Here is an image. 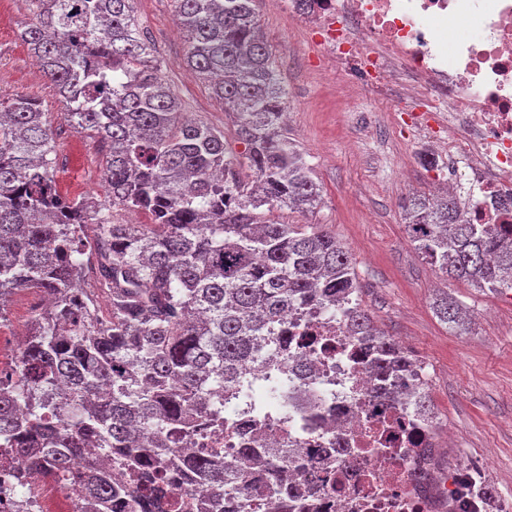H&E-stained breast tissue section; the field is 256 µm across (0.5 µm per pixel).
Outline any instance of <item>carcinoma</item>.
<instances>
[{"label": "carcinoma", "instance_id": "1", "mask_svg": "<svg viewBox=\"0 0 512 512\" xmlns=\"http://www.w3.org/2000/svg\"><path fill=\"white\" fill-rule=\"evenodd\" d=\"M186 45L183 63L233 117L245 144L239 160L224 134L184 119L181 101L141 32L132 0H29L21 33L77 133L106 147V195L72 203L52 176L54 131L42 103H0V315L8 296L34 288L48 306L22 340L20 374L0 379V439L28 467L52 459L81 488V512H163L169 475L188 474L181 512L201 498L209 512L242 497L259 473L242 448L226 474L224 452L190 455L176 445L199 419L224 421L248 374L267 372L270 397L288 368V311L336 310L358 289L353 257L318 226L270 224L265 210L317 208L322 189L305 153L283 131L284 99L271 45L254 0H173ZM246 163L253 179L239 177ZM149 215L119 224L116 213ZM415 249L451 281L512 289V238L472 224L448 193L404 202ZM94 274L109 301L101 323ZM441 321L462 327L460 305L443 293ZM353 336L382 374L410 357L361 307L344 312ZM96 448L121 465L118 476L76 469ZM288 489V449L265 448ZM487 487L465 471L455 512H474Z\"/></svg>", "mask_w": 512, "mask_h": 512}]
</instances>
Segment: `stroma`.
Returning a JSON list of instances; mask_svg holds the SVG:
<instances>
[{
  "instance_id": "obj_1",
  "label": "stroma",
  "mask_w": 512,
  "mask_h": 512,
  "mask_svg": "<svg viewBox=\"0 0 512 512\" xmlns=\"http://www.w3.org/2000/svg\"><path fill=\"white\" fill-rule=\"evenodd\" d=\"M254 8L287 89L285 129L305 153L322 187L309 213L271 209L281 224H321L351 250L363 307L387 336L422 356L431 374L429 406L439 418L438 467L481 473L495 497L487 512L512 506V303L505 293L446 281L418 254L403 219L413 193H431L434 168L419 156L445 158L429 139L396 131L395 93L348 89L318 67L299 24L268 0ZM135 17L156 49L186 119L222 131L242 155L231 117L183 65L184 39L172 25V0H134ZM31 14L27 0H0V100L38 98L55 132L54 178L63 195L103 198V150L98 140L65 122L63 105L20 37ZM448 292L468 313L465 329L437 316L436 295Z\"/></svg>"
}]
</instances>
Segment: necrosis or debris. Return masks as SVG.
<instances>
[{
  "label": "necrosis or debris",
  "instance_id": "4bbe7bcc",
  "mask_svg": "<svg viewBox=\"0 0 512 512\" xmlns=\"http://www.w3.org/2000/svg\"><path fill=\"white\" fill-rule=\"evenodd\" d=\"M288 12L320 38L345 85L383 91L404 82L400 125L442 143L448 187L470 198V222L512 229V0H315L310 9L288 0ZM465 22L480 37L445 57L443 35ZM288 330L293 367L312 369L289 381L287 407L256 418L250 400H238L228 422L185 450L220 448L229 463L238 449L277 443L290 452L301 512H447V494L411 480L427 467L422 450L438 426L416 408L423 365L379 380L365 341L313 307L289 316ZM315 475L325 484L311 493ZM76 502L64 479L0 467V512H76Z\"/></svg>",
  "mask_w": 512,
  "mask_h": 512
}]
</instances>
